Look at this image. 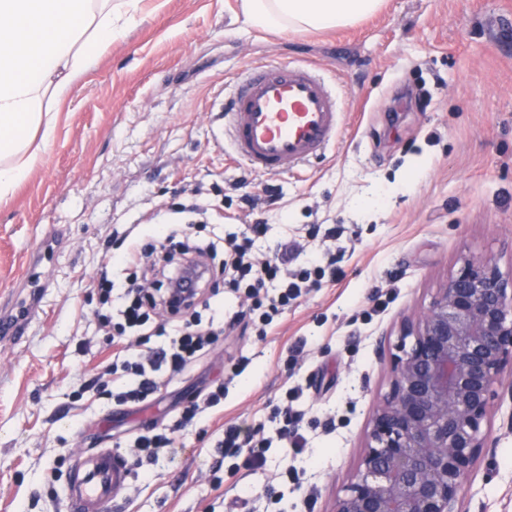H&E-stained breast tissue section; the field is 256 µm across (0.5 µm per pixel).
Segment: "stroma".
Segmentation results:
<instances>
[{
    "instance_id": "stroma-1",
    "label": "stroma",
    "mask_w": 512,
    "mask_h": 512,
    "mask_svg": "<svg viewBox=\"0 0 512 512\" xmlns=\"http://www.w3.org/2000/svg\"><path fill=\"white\" fill-rule=\"evenodd\" d=\"M258 62L316 65L341 109L336 141L298 173L254 174L217 138L235 74ZM57 137L0 202V314L37 305L23 338L0 343V512H66L76 454L120 447L132 470L121 512H330L388 392L401 323L426 308L460 253L512 274V0H384L356 25L262 31L240 0H147L96 68L52 103ZM206 214H170L188 199ZM266 224L253 250L299 246L297 265L336 244V279L309 288L267 335L241 325L149 404L72 394L112 361L96 281L126 285L104 255L163 224L193 235ZM340 231L328 242L321 231ZM222 379L224 405L173 461L131 457L141 425H170L176 400ZM297 448L283 447L285 402ZM512 376L487 427L492 450L463 492L467 512H512ZM266 441L263 466L220 456L224 430ZM222 468H215L216 458Z\"/></svg>"
}]
</instances>
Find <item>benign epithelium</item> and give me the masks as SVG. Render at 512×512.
<instances>
[{
    "instance_id": "obj_1",
    "label": "benign epithelium",
    "mask_w": 512,
    "mask_h": 512,
    "mask_svg": "<svg viewBox=\"0 0 512 512\" xmlns=\"http://www.w3.org/2000/svg\"><path fill=\"white\" fill-rule=\"evenodd\" d=\"M457 264L402 323L389 390L332 512H461L491 448L484 425L496 385L512 370V277L493 257L462 253Z\"/></svg>"
}]
</instances>
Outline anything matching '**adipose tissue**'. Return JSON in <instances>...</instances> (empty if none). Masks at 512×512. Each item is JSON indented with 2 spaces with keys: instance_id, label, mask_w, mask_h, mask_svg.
I'll list each match as a JSON object with an SVG mask.
<instances>
[{
  "instance_id": "1",
  "label": "adipose tissue",
  "mask_w": 512,
  "mask_h": 512,
  "mask_svg": "<svg viewBox=\"0 0 512 512\" xmlns=\"http://www.w3.org/2000/svg\"><path fill=\"white\" fill-rule=\"evenodd\" d=\"M139 0H0V201L34 171L53 144L63 101L133 20ZM248 25L323 31L376 13L381 0H241Z\"/></svg>"
}]
</instances>
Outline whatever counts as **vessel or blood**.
<instances>
[{
    "label": "vessel or blood",
    "mask_w": 512,
    "mask_h": 512,
    "mask_svg": "<svg viewBox=\"0 0 512 512\" xmlns=\"http://www.w3.org/2000/svg\"><path fill=\"white\" fill-rule=\"evenodd\" d=\"M223 130L239 162L280 175L322 156L336 140V91L307 63H258L228 87ZM130 469L111 448L75 456L66 512H107L127 488Z\"/></svg>",
    "instance_id": "obj_1"
}]
</instances>
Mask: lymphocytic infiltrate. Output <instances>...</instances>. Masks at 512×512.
I'll list each match as a JSON object with an SVG mask.
<instances>
[{
    "instance_id": "obj_1",
    "label": "lymphocytic infiltrate",
    "mask_w": 512,
    "mask_h": 512,
    "mask_svg": "<svg viewBox=\"0 0 512 512\" xmlns=\"http://www.w3.org/2000/svg\"><path fill=\"white\" fill-rule=\"evenodd\" d=\"M263 232V225H252L250 235L228 234L219 247L212 241H192L189 225L171 224L158 239L123 256V264L132 270L123 304L116 315L98 316L122 341L108 368L115 398L137 404L154 399L162 389L159 372L180 374L223 335V326L202 322L201 312L210 309L211 302L202 297L201 284L220 280L230 291L244 293L250 305L234 312L231 323L249 319L265 328L308 284L335 280V263L316 257L300 269H289V247L284 241L266 258H254V238ZM219 252L224 255L220 266H209L206 256ZM272 287L277 295H269ZM154 336L170 337L171 342L150 346ZM223 399L224 384L219 381L204 401L182 406L171 428H144L134 442L137 454L153 462L173 458L176 433L189 430Z\"/></svg>"
}]
</instances>
